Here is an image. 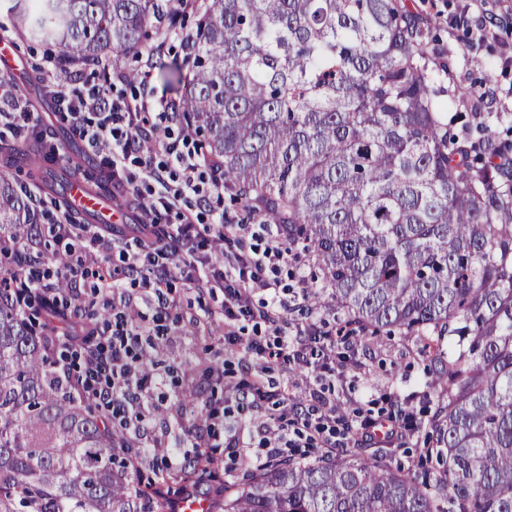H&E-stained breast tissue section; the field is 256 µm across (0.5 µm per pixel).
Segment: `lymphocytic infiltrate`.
<instances>
[{
  "mask_svg": "<svg viewBox=\"0 0 512 512\" xmlns=\"http://www.w3.org/2000/svg\"><path fill=\"white\" fill-rule=\"evenodd\" d=\"M75 72L79 88H52L54 110L67 122L86 152L99 157L113 182L124 189L132 221L104 229L50 218L47 230L71 245L72 279L94 278L97 299L112 307V322L92 332L76 329L68 341L75 356L63 364L76 393L93 401L127 429L139 423L129 406L145 405L159 377H144L134 358L146 322L129 320V307L152 308L153 320L173 314L174 281L221 298L207 321L224 326V343L242 347L253 370L243 372L233 393L209 402L206 430L196 447L224 449L233 462L263 466L302 448L403 446L413 433L415 409L386 392L375 409L357 410L348 420L326 396L324 376L344 379L349 367L334 360L336 340L325 321L295 327L286 315L307 301L314 285L305 277L285 283L282 274L297 254L281 224H239L216 211L224 195V172L195 146L191 126L178 123L171 102L124 91L126 78L111 60L89 61ZM315 369L308 404L286 406L268 371ZM269 413L246 436L225 427L231 413L247 414L260 404ZM387 422L386 439L376 429Z\"/></svg>",
  "mask_w": 512,
  "mask_h": 512,
  "instance_id": "f902f5d3",
  "label": "lymphocytic infiltrate"
}]
</instances>
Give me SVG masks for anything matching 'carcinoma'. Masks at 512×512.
Instances as JSON below:
<instances>
[{
    "instance_id": "cac0c4a2",
    "label": "carcinoma",
    "mask_w": 512,
    "mask_h": 512,
    "mask_svg": "<svg viewBox=\"0 0 512 512\" xmlns=\"http://www.w3.org/2000/svg\"><path fill=\"white\" fill-rule=\"evenodd\" d=\"M15 29L59 62L138 53L159 0H9ZM197 51L178 73L179 121L207 134L224 188L304 244L322 272L309 299L357 339L421 346L435 399L416 474L392 454L280 460L213 483L218 512H512V167L496 112L472 142L448 130L443 93L403 0H203ZM36 151L5 161L51 196ZM38 210L0 171V224L17 240ZM0 287V512H175L127 460L122 430L54 367L68 322ZM192 458L167 482L207 480Z\"/></svg>"
}]
</instances>
